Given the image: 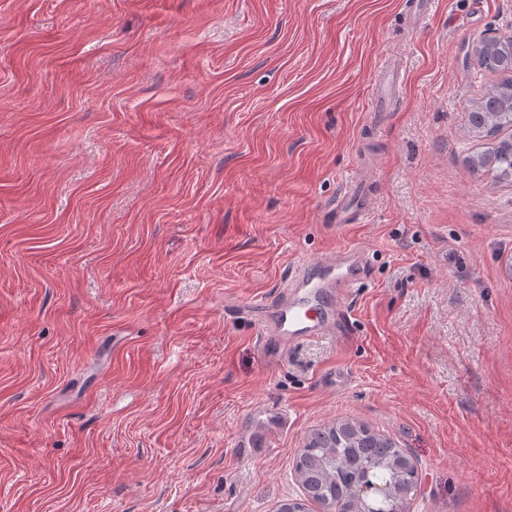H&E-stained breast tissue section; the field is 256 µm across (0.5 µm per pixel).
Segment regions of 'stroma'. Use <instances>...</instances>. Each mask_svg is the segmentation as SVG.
<instances>
[{"label":"stroma","instance_id":"obj_1","mask_svg":"<svg viewBox=\"0 0 512 512\" xmlns=\"http://www.w3.org/2000/svg\"><path fill=\"white\" fill-rule=\"evenodd\" d=\"M510 33L512 0H0V512H277L346 419L409 512H512V182L465 164ZM348 249L335 330L242 315ZM476 57L480 65L489 71L512 70V40L485 39L476 49Z\"/></svg>","mask_w":512,"mask_h":512}]
</instances>
